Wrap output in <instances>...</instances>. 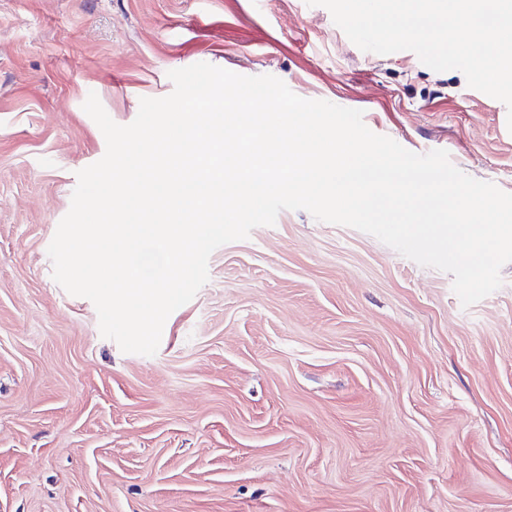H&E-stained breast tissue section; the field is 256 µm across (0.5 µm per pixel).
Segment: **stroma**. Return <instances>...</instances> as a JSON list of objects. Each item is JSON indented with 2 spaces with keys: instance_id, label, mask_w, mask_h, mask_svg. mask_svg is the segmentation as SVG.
I'll return each mask as SVG.
<instances>
[{
  "instance_id": "35a3bbf8",
  "label": "stroma",
  "mask_w": 512,
  "mask_h": 512,
  "mask_svg": "<svg viewBox=\"0 0 512 512\" xmlns=\"http://www.w3.org/2000/svg\"><path fill=\"white\" fill-rule=\"evenodd\" d=\"M269 74L512 193L504 103L306 0H0V512H512V263L452 276L280 212L217 248L152 356L102 336L47 249L77 171L171 70Z\"/></svg>"
}]
</instances>
